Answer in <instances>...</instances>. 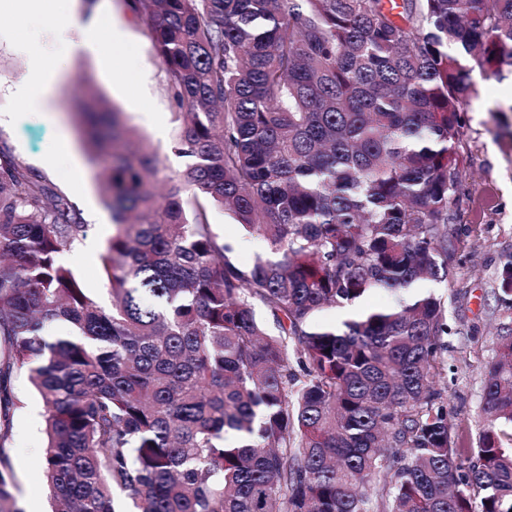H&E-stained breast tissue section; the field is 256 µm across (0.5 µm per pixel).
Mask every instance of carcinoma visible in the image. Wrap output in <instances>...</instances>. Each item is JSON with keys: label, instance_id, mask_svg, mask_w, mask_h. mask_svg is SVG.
<instances>
[{"label": "carcinoma", "instance_id": "cac0c4a2", "mask_svg": "<svg viewBox=\"0 0 512 512\" xmlns=\"http://www.w3.org/2000/svg\"><path fill=\"white\" fill-rule=\"evenodd\" d=\"M126 2L188 163L161 175L80 78L116 226L103 306L59 261L88 225L0 149V512H21L3 452L21 369L52 512H123L116 492L128 512H512V323L464 447L437 387L447 303L411 292L448 278L469 63L512 68V0ZM212 204L265 243L251 267ZM378 290L394 301L316 320ZM497 299L512 309V256Z\"/></svg>", "mask_w": 512, "mask_h": 512}]
</instances>
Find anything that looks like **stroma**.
I'll return each instance as SVG.
<instances>
[{"mask_svg":"<svg viewBox=\"0 0 512 512\" xmlns=\"http://www.w3.org/2000/svg\"><path fill=\"white\" fill-rule=\"evenodd\" d=\"M73 11L83 19L100 12L104 35L121 31L120 57L69 54L61 35L76 41L84 33L80 26L63 29L64 19ZM27 42L43 49L44 65L57 73L47 106L38 110L25 106L14 94L16 84L31 74L32 61L23 48ZM82 76L123 112L128 125L156 154L164 174L177 175L186 160L172 149L178 128L165 73L146 26L133 17L123 0H57L53 12L38 19L1 15L0 113L12 114L14 121L0 126V148L44 177L85 218L90 209L101 211L105 205L76 132L74 83ZM471 78L475 93L464 114L460 144L467 177L455 205L458 219L448 227L453 243L448 256L450 275L433 289L449 302V323L454 329L445 339L447 366L439 377L449 398L448 421L474 441L484 426L479 411L483 374L494 358L499 326L512 320V311L500 306L495 296L502 266L512 257V102L503 97V80L486 77L479 70ZM154 117L164 121L165 137L154 133L150 125ZM64 139L71 150L67 157L58 152ZM209 220L232 245V256L240 267H250L264 252V243L246 235L224 210L212 208ZM60 260L98 302H109L101 254L72 251ZM12 388L21 406L11 416L6 443L13 474L11 492L17 504L32 498L45 505L49 499L41 478L44 405L24 371L14 372Z\"/></svg>","mask_w":512,"mask_h":512,"instance_id":"1","label":"stroma"}]
</instances>
